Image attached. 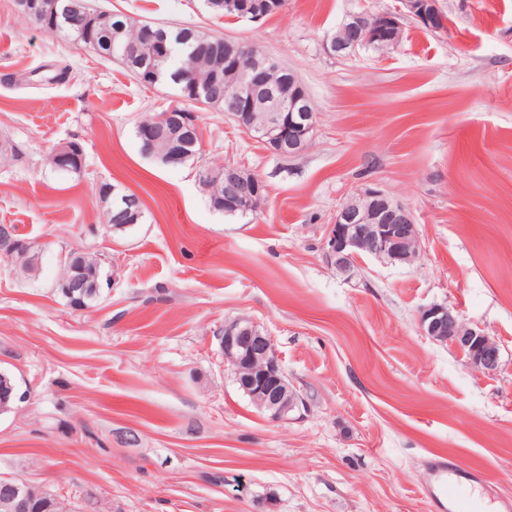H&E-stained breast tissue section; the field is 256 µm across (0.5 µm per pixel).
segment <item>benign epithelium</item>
I'll list each match as a JSON object with an SVG mask.
<instances>
[{"instance_id": "7a95c632", "label": "benign epithelium", "mask_w": 512, "mask_h": 512, "mask_svg": "<svg viewBox=\"0 0 512 512\" xmlns=\"http://www.w3.org/2000/svg\"><path fill=\"white\" fill-rule=\"evenodd\" d=\"M404 8L425 27L435 28L440 20L438 0H401ZM22 13L36 22L47 23L55 18V0H18ZM396 19L391 12L368 10L352 13L341 28L352 35L348 40L334 36L327 48L338 57L350 56L358 48L382 41L394 35ZM272 65L260 48L254 49L253 64L239 69L236 57L228 55L224 66H215L209 77L214 83L229 78L232 90L233 114L250 112L259 102L268 105L271 115L259 130L263 144L270 153L282 158L302 153L316 130L315 108L310 96L300 85L283 96L267 80ZM190 114L171 108L155 117V123L140 127V135L154 140L156 132L174 124L187 125ZM207 189H223L224 200L245 202L258 192L259 182L242 166L231 164L208 168L202 178ZM360 197L361 206L343 205L327 225L323 239L325 260L341 272H348L359 254H366L391 263L410 262L419 249V239L412 211L378 188H368ZM17 249L34 251L28 242H17L11 230L0 233V253L11 255ZM424 335L450 344L467 354V364L481 372H494L501 364L498 344L481 329L466 325L453 308L432 304L418 315ZM224 363L230 366L236 382L257 404L258 410L274 422H286L294 413L309 411V403L289 382L281 368L271 336L254 321L240 317L224 323L218 333ZM32 504L26 487L12 478L0 480V512H31Z\"/></svg>"}]
</instances>
